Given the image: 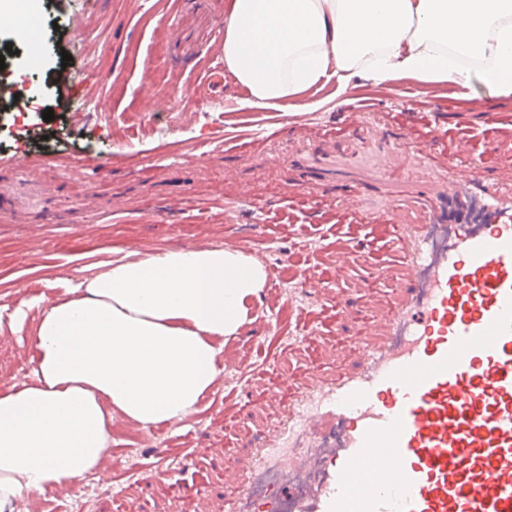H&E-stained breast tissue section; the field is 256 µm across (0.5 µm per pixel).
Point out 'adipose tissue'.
<instances>
[{
    "label": "adipose tissue",
    "mask_w": 512,
    "mask_h": 512,
    "mask_svg": "<svg viewBox=\"0 0 512 512\" xmlns=\"http://www.w3.org/2000/svg\"><path fill=\"white\" fill-rule=\"evenodd\" d=\"M224 67L253 103L314 107L357 76L420 94L474 80L512 95V0H231ZM264 267L237 248L121 258L80 284L53 275L17 309L32 378L0 392V512L97 475L112 426L180 422L216 388Z\"/></svg>",
    "instance_id": "obj_1"
}]
</instances>
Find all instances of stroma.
Segmentation results:
<instances>
[{
    "instance_id": "stroma-1",
    "label": "stroma",
    "mask_w": 512,
    "mask_h": 512,
    "mask_svg": "<svg viewBox=\"0 0 512 512\" xmlns=\"http://www.w3.org/2000/svg\"><path fill=\"white\" fill-rule=\"evenodd\" d=\"M16 2L32 17L46 52L30 68V42L0 27V82L23 94L38 88L18 125L14 101L0 99V185H12L21 201L0 204V391L32 374L30 340L10 325L14 309L40 294L51 274L77 283L132 252L223 246L232 236L268 275L264 300L254 303L251 323L224 353L221 386L185 421L158 428L180 451L157 461L137 427L116 423L112 445L126 465L47 493L36 507L69 512L80 496L85 512H220L234 494L225 467L247 458L284 409L272 380L291 383L310 370L323 381L354 366L330 360L332 335L323 325L317 350L296 341L272 348L265 332L269 298L313 311L346 298L368 318L376 341L380 318L408 281L374 228L361 245L366 258L336 267L329 250L339 230L325 209L343 206L348 189H322L292 169L294 147L315 143L321 129L354 115L371 122L390 113L404 126L427 112L449 134L488 143L479 167L512 189V138L485 120L489 112L512 120V95L477 80L463 102L439 92L421 98L409 88L396 92L357 79L309 112L249 107L248 91L231 74L205 82L207 55L223 48L226 0ZM64 71L72 83L63 91L57 78ZM146 72L156 100L151 108L141 87ZM84 100L101 102L103 111H77ZM212 102L223 103V112L208 111ZM48 109L49 122L42 117ZM40 200L48 208L34 224L23 207ZM288 256L317 264L321 288L287 273Z\"/></svg>"
}]
</instances>
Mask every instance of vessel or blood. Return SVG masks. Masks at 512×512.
I'll list each match as a JSON object with an SVG mask.
<instances>
[{
    "label": "vessel or blood",
    "mask_w": 512,
    "mask_h": 512,
    "mask_svg": "<svg viewBox=\"0 0 512 512\" xmlns=\"http://www.w3.org/2000/svg\"><path fill=\"white\" fill-rule=\"evenodd\" d=\"M364 123L326 130L294 164L324 188L348 183L364 199L357 224H382L411 278L386 316L383 339L339 333L338 356L357 368L333 382L289 390L286 423L245 465L223 512H512V195L480 172L453 170L472 145L429 131L376 134ZM422 172L403 190L396 157ZM451 224L446 249L428 245ZM322 459L296 494L278 472Z\"/></svg>",
    "instance_id": "1"
}]
</instances>
